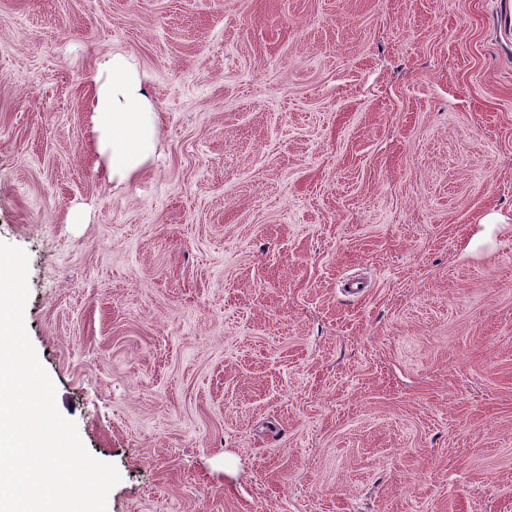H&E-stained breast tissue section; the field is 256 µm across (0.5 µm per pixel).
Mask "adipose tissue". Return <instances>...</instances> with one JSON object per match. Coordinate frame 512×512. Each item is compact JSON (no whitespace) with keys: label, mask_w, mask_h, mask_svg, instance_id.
I'll return each mask as SVG.
<instances>
[{"label":"adipose tissue","mask_w":512,"mask_h":512,"mask_svg":"<svg viewBox=\"0 0 512 512\" xmlns=\"http://www.w3.org/2000/svg\"><path fill=\"white\" fill-rule=\"evenodd\" d=\"M93 133L110 175L126 178L148 160L157 116L142 93L138 72L121 53L109 55L94 76Z\"/></svg>","instance_id":"obj_1"}]
</instances>
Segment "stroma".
Wrapping results in <instances>:
<instances>
[{
  "instance_id": "35a3bbf8",
  "label": "stroma",
  "mask_w": 512,
  "mask_h": 512,
  "mask_svg": "<svg viewBox=\"0 0 512 512\" xmlns=\"http://www.w3.org/2000/svg\"><path fill=\"white\" fill-rule=\"evenodd\" d=\"M0 242L107 512H512V0H0ZM93 133L112 178H127L148 160L156 112L142 93L138 72L122 53H112L93 78ZM119 96L124 100L122 104Z\"/></svg>"
}]
</instances>
